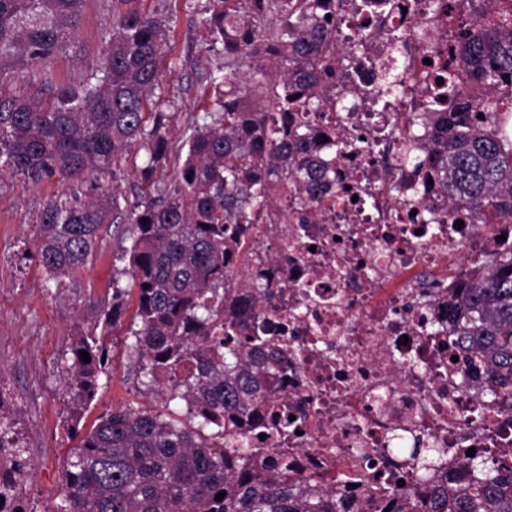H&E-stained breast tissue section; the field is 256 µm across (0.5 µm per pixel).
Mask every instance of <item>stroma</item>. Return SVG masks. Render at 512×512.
Segmentation results:
<instances>
[{
    "label": "stroma",
    "mask_w": 512,
    "mask_h": 512,
    "mask_svg": "<svg viewBox=\"0 0 512 512\" xmlns=\"http://www.w3.org/2000/svg\"><path fill=\"white\" fill-rule=\"evenodd\" d=\"M210 5V0L140 3L143 10L165 17L171 27L162 95L177 139L184 134L187 115H204L207 108L203 73L224 61L221 46L212 45L199 24ZM111 37L112 0H85L70 48L38 82L42 101L51 102L59 81H79ZM80 188L75 181L55 180L34 187L22 177L0 175V398L16 415V429L32 463L21 495L28 512H57L62 502V474L79 443L67 427L71 337L111 296L112 276L123 267L117 258V235L108 227L67 300L48 289L46 272L31 254L39 216L50 197ZM111 341L112 359L84 414L87 427L99 415L123 405L153 408L158 404L155 395L137 388L129 375L124 334L112 336Z\"/></svg>",
    "instance_id": "35a3bbf8"
}]
</instances>
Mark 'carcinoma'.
Returning a JSON list of instances; mask_svg holds the SVG:
<instances>
[{
    "mask_svg": "<svg viewBox=\"0 0 512 512\" xmlns=\"http://www.w3.org/2000/svg\"><path fill=\"white\" fill-rule=\"evenodd\" d=\"M138 2L112 0L108 49L44 107L33 95H7L5 76L18 68L37 85L72 40L85 0H0V173L34 185L87 183V193L52 198L40 215L35 257L57 296L74 287L101 228L122 224L128 266L119 273L136 293L127 356L138 383L165 401L163 411L126 405L97 418L67 462L58 512H346L317 482L264 469L248 446L243 430L288 350L236 335L226 311L242 284L232 264L254 225L288 223V207L275 204L298 178L310 200L327 189L326 166L311 157L317 130L294 113L322 106L318 59L331 33L320 16L346 0H211L200 24L224 64L205 73L210 108L187 120L177 148L158 94L169 28ZM485 16L472 0L448 7L456 33L440 82L448 111L433 113L424 164L449 200L487 227L512 225V112L492 98L457 96L463 71L482 86L512 74V9ZM131 152L144 161L134 169L141 199L129 209L114 183ZM170 162L174 180L154 178ZM129 295L112 277L111 299L72 336V430L95 399L109 357L104 337L120 326ZM451 307V335L511 397L512 248L487 256ZM14 427L0 396V512H26V449ZM439 454L411 450L424 472ZM464 469L479 476L388 496L378 512H512V469L479 453Z\"/></svg>",
    "mask_w": 512,
    "mask_h": 512,
    "instance_id": "1",
    "label": "carcinoma"
}]
</instances>
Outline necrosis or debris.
Segmentation results:
<instances>
[{
  "mask_svg": "<svg viewBox=\"0 0 512 512\" xmlns=\"http://www.w3.org/2000/svg\"><path fill=\"white\" fill-rule=\"evenodd\" d=\"M409 2L405 15L349 6L336 18L321 94L349 108L309 116L330 189L308 223L259 225L243 245L252 261L242 277L264 290L239 322L264 326L268 344L288 341L268 394L293 418L282 435L263 412L248 441L266 448L271 471L289 462L294 478L353 493L359 512L397 490L398 466L417 444L441 449L440 476L460 470L472 447L512 464V401L448 334L451 285L512 247V231L479 230L417 166L436 84L424 61L447 56L450 36L436 0ZM367 456L381 459L379 473L363 467Z\"/></svg>",
  "mask_w": 512,
  "mask_h": 512,
  "instance_id": "necrosis-or-debris-1",
  "label": "necrosis or debris"
}]
</instances>
